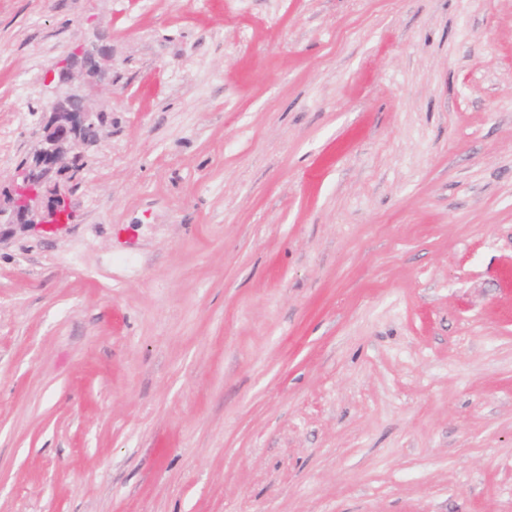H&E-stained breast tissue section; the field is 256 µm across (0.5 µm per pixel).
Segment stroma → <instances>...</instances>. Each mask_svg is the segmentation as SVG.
Listing matches in <instances>:
<instances>
[{"label":"stroma","instance_id":"stroma-1","mask_svg":"<svg viewBox=\"0 0 512 512\" xmlns=\"http://www.w3.org/2000/svg\"><path fill=\"white\" fill-rule=\"evenodd\" d=\"M92 47L0 512H512V0H0V191Z\"/></svg>","mask_w":512,"mask_h":512}]
</instances>
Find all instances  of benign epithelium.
I'll return each instance as SVG.
<instances>
[{
	"mask_svg": "<svg viewBox=\"0 0 512 512\" xmlns=\"http://www.w3.org/2000/svg\"><path fill=\"white\" fill-rule=\"evenodd\" d=\"M99 78L91 79L77 65L62 62L48 69L45 79L63 89L50 104L38 145L16 168L13 188L0 197V224H39L50 233L72 221V212L61 191V177L74 170L96 140L82 136L93 119H102L94 105L106 70L98 65Z\"/></svg>",
	"mask_w": 512,
	"mask_h": 512,
	"instance_id": "7a95c632",
	"label": "benign epithelium"
}]
</instances>
